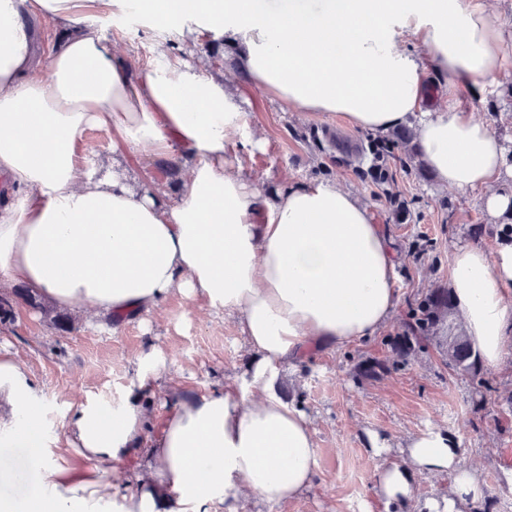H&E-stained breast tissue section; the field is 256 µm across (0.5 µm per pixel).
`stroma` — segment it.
Instances as JSON below:
<instances>
[{"mask_svg": "<svg viewBox=\"0 0 512 512\" xmlns=\"http://www.w3.org/2000/svg\"><path fill=\"white\" fill-rule=\"evenodd\" d=\"M103 37L134 71L156 64L191 63L199 72L230 84L247 125L231 150L245 175L275 192L293 185L330 180L356 194L383 224L400 256L395 281L398 305L388 322L370 339L345 350L325 349L315 358L285 370L280 395L301 406L315 431L319 474L300 498L265 503L242 500V512H387L372 488L384 463H400L407 442L440 429L455 438L462 467L475 471L487 491L496 494L492 512H512V355L478 378L449 371L439 349L413 353L400 369L392 368L387 337L404 327L408 308L422 294L448 285L449 256L455 247L476 244L494 251L498 229L512 225V214L493 220L479 193L441 187L432 172L409 155L408 145L388 134L351 130L336 116H308L270 97L240 78L232 49L223 61L209 56L207 31L184 39L177 29L148 25L135 13L98 21ZM512 68L495 83L461 90L466 111L500 136L512 153ZM355 142L359 159H351L340 142ZM388 143L387 181L376 180L372 143ZM80 153L93 161L118 160L133 175L155 174L159 160L126 147L112 148V133L84 132ZM77 331H56L43 315L19 304L14 320L0 324V348L18 353L39 388L45 425L62 436L71 403L89 401L104 410L119 406L136 380L135 362L147 345L167 358L173 378L195 391L223 386L244 374L250 351L233 319L174 296L145 321L112 330L99 317L79 315ZM375 361L385 370L373 378L356 375L358 365ZM487 410L478 419V410ZM387 447L375 453L370 434Z\"/></svg>", "mask_w": 512, "mask_h": 512, "instance_id": "stroma-1", "label": "stroma"}]
</instances>
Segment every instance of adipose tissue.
<instances>
[{
  "mask_svg": "<svg viewBox=\"0 0 512 512\" xmlns=\"http://www.w3.org/2000/svg\"><path fill=\"white\" fill-rule=\"evenodd\" d=\"M132 7L187 37L207 30L246 79L298 111L372 132L417 116L438 182L482 190L490 217L512 211L501 189L512 158L459 100L512 65V31L486 0H288L274 11L247 0H0V175L21 196L0 197V285L113 322L181 296L233 318L253 354L247 378L204 393L171 387L155 421L148 406L167 367L148 349L120 407L72 406L60 440L44 431L33 381L0 350V447L25 449L36 482L23 503L0 497V512H212L218 502L238 512L244 487L268 502L299 498L319 454L307 414L277 391L281 369L372 336L398 302L397 252L350 191L319 182L267 194L228 151L246 115L222 82L187 65L137 74L113 51L95 22ZM35 17L67 30L41 57ZM427 65L447 74L448 101L422 114ZM93 128L179 159L177 198L119 165L88 164L76 142ZM449 277L469 341L499 366L512 345V240L491 253L456 248ZM66 447L74 459H62ZM139 451L137 489L116 494L104 474ZM416 471L450 473L447 494L418 502ZM373 493L394 512H470L484 497L440 430L411 439Z\"/></svg>",
  "mask_w": 512,
  "mask_h": 512,
  "instance_id": "adipose-tissue-1",
  "label": "adipose tissue"
}]
</instances>
